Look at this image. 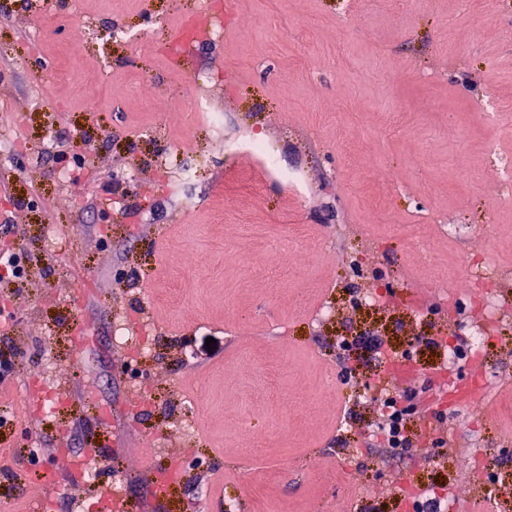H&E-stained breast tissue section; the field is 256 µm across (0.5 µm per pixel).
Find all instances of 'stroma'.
<instances>
[{
	"mask_svg": "<svg viewBox=\"0 0 512 512\" xmlns=\"http://www.w3.org/2000/svg\"><path fill=\"white\" fill-rule=\"evenodd\" d=\"M202 2L79 0L56 16L10 0L0 12V249L35 258L24 288L0 282V359L15 364L0 414L31 401L35 377L69 395L0 429V512H107L109 483L129 512H402L409 474L444 512H470L480 494L512 512V180L488 162L512 157V0H236L221 38L173 61L149 32L216 26ZM77 19L86 41L71 38ZM200 72L228 134L262 137L300 168L308 201L273 182L242 189L253 157L226 162L223 141L177 105ZM488 98L506 107L492 122ZM58 149L86 157L81 182ZM182 162L204 179L185 184ZM292 222L307 234L290 238ZM452 270L465 287L429 283ZM480 293L497 320L477 351ZM120 326L140 342L116 347ZM357 336L382 346L339 351ZM448 340L463 357L448 359ZM280 360V392H256ZM443 372L482 379L492 408L413 414L410 454L380 447L385 399ZM273 463L284 477L268 478ZM173 468L192 482L155 499L149 473Z\"/></svg>",
	"mask_w": 512,
	"mask_h": 512,
	"instance_id": "obj_1",
	"label": "stroma"
}]
</instances>
